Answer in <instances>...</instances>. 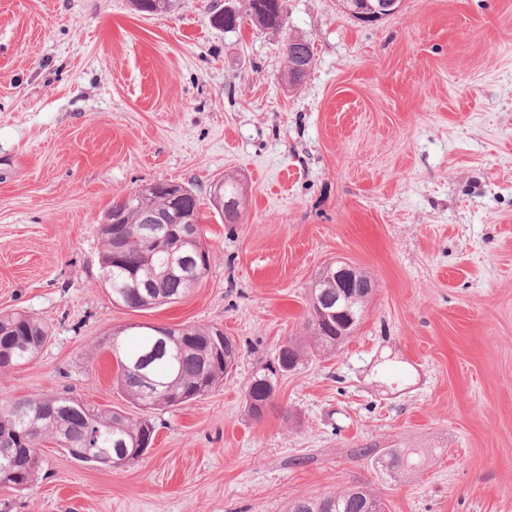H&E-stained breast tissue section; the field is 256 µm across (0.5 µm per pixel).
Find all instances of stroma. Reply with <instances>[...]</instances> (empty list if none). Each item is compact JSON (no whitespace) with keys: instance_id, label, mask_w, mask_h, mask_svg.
Listing matches in <instances>:
<instances>
[{"instance_id":"35a3bbf8","label":"stroma","mask_w":512,"mask_h":512,"mask_svg":"<svg viewBox=\"0 0 512 512\" xmlns=\"http://www.w3.org/2000/svg\"><path fill=\"white\" fill-rule=\"evenodd\" d=\"M224 0H0V315L46 323L0 402L69 393L138 417L105 341L143 325L220 329L219 388L152 411L155 441L117 468L39 450L0 512H288L364 486L386 512H512V0H402L364 25L339 0H286L273 32L213 22ZM314 65L284 78L288 38ZM242 185L223 223L216 182ZM201 201L209 271L178 302L113 305L100 227L153 182ZM342 260L372 282L335 355L251 376L306 335L308 294ZM416 448L394 479L366 449ZM283 371L269 366L252 375L246 387V405L249 414L259 419L274 397L275 386L278 381V372Z\"/></svg>"}]
</instances>
